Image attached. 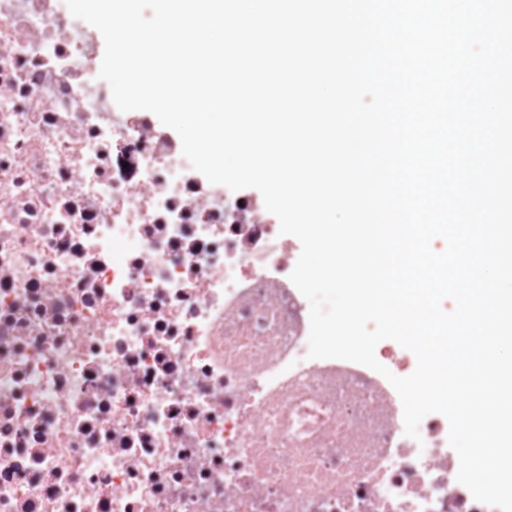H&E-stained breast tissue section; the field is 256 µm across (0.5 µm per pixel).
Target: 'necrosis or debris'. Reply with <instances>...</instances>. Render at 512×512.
Listing matches in <instances>:
<instances>
[{
    "label": "necrosis or debris",
    "instance_id": "obj_1",
    "mask_svg": "<svg viewBox=\"0 0 512 512\" xmlns=\"http://www.w3.org/2000/svg\"><path fill=\"white\" fill-rule=\"evenodd\" d=\"M98 44L0 0V512H498L446 419L308 358L278 219L119 111Z\"/></svg>",
    "mask_w": 512,
    "mask_h": 512
}]
</instances>
